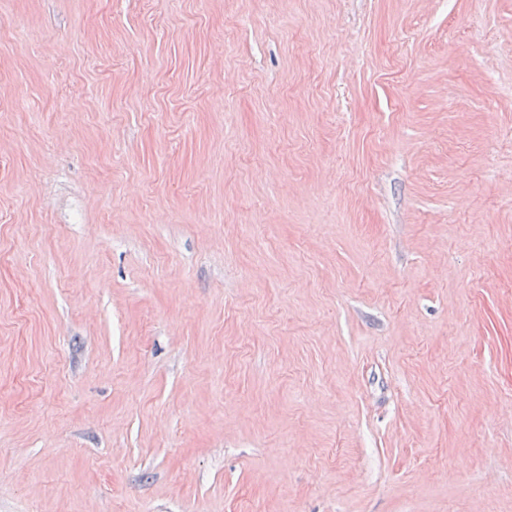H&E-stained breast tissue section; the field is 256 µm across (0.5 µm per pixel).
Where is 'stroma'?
<instances>
[{"label":"stroma","mask_w":512,"mask_h":512,"mask_svg":"<svg viewBox=\"0 0 512 512\" xmlns=\"http://www.w3.org/2000/svg\"><path fill=\"white\" fill-rule=\"evenodd\" d=\"M0 512H512V0H0Z\"/></svg>","instance_id":"stroma-1"}]
</instances>
